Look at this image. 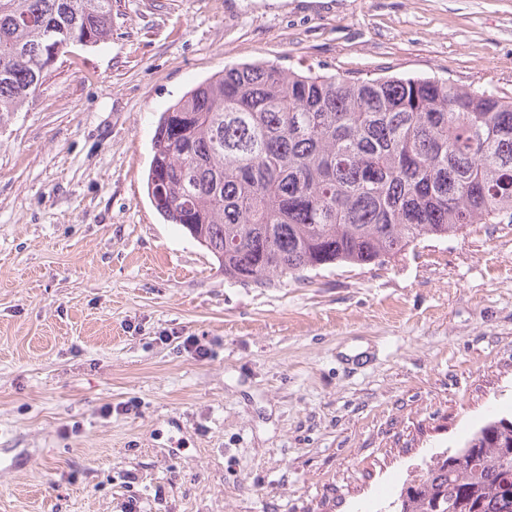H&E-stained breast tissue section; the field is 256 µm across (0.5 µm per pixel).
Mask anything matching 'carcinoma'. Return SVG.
<instances>
[{"mask_svg":"<svg viewBox=\"0 0 512 512\" xmlns=\"http://www.w3.org/2000/svg\"><path fill=\"white\" fill-rule=\"evenodd\" d=\"M112 0H0V119L81 45ZM147 191L240 284L383 263L469 224H512V97L437 76L229 67L160 113ZM437 462L398 512H512V419Z\"/></svg>","mask_w":512,"mask_h":512,"instance_id":"1","label":"carcinoma"}]
</instances>
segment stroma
<instances>
[{
    "mask_svg": "<svg viewBox=\"0 0 512 512\" xmlns=\"http://www.w3.org/2000/svg\"><path fill=\"white\" fill-rule=\"evenodd\" d=\"M255 62L512 96V0H112L0 122V512H394L512 419V224L256 286L156 211L160 113Z\"/></svg>",
    "mask_w": 512,
    "mask_h": 512,
    "instance_id": "35a3bbf8",
    "label": "stroma"
}]
</instances>
